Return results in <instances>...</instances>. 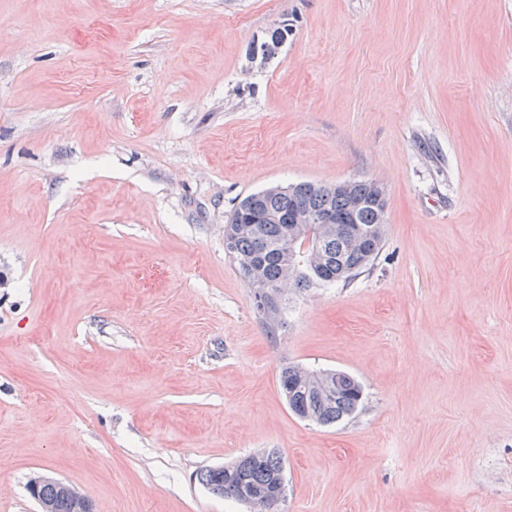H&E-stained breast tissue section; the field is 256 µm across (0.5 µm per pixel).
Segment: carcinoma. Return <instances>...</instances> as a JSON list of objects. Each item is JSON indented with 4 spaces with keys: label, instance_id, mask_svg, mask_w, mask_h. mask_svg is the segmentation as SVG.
Here are the masks:
<instances>
[{
    "label": "carcinoma",
    "instance_id": "obj_1",
    "mask_svg": "<svg viewBox=\"0 0 512 512\" xmlns=\"http://www.w3.org/2000/svg\"><path fill=\"white\" fill-rule=\"evenodd\" d=\"M287 38L288 28L272 30L263 42L267 54L275 55ZM375 185L376 182L366 179L354 181L348 189L337 184L301 182L291 186L289 192L270 193L263 189L241 199L232 212L230 223L248 215L257 220L250 231L236 238L230 251L242 279L248 280L242 262L254 257L259 260L256 276L277 288L281 306L288 304L291 295L316 287L303 278L286 275L288 252L281 244L289 235L290 225L264 219L267 213L293 215L301 209L315 213L330 211L341 219V223L325 233L321 253L315 258L326 278L334 284L346 283L371 268L378 255L349 246L345 235L352 226L360 225L384 237L386 200L378 199ZM279 386L296 416L322 425L350 417L363 400L358 381L339 370L314 371L286 363L279 372ZM230 469L233 473L230 478L210 468L199 474V481L213 494L237 501L244 486L262 491L271 488L279 480L283 467L278 452L270 450L260 460L249 454L231 464ZM40 496L52 504L53 512H73L70 501L56 483L43 485Z\"/></svg>",
    "mask_w": 512,
    "mask_h": 512
}]
</instances>
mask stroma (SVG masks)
Masks as SVG:
<instances>
[{
  "label": "stroma",
  "instance_id": "stroma-1",
  "mask_svg": "<svg viewBox=\"0 0 512 512\" xmlns=\"http://www.w3.org/2000/svg\"><path fill=\"white\" fill-rule=\"evenodd\" d=\"M363 178L378 259L268 334L234 204ZM260 448L285 512H512V0H0V512H247L198 475ZM279 386L296 416L322 425L350 417L363 400L358 381L339 370L314 371L286 363L279 372ZM48 481H55L56 483H59L62 491L56 483H48L40 488L42 484ZM39 488L40 496L52 504L53 512H74L71 503L73 504V508L76 512H84L87 510L84 495L80 490L71 485H67L64 482L52 480L48 477L37 474L30 479L27 489L31 497L38 503L41 512H50L51 508L48 503L38 496L37 491ZM62 492L69 498V500L65 498Z\"/></svg>",
  "mask_w": 512,
  "mask_h": 512
}]
</instances>
